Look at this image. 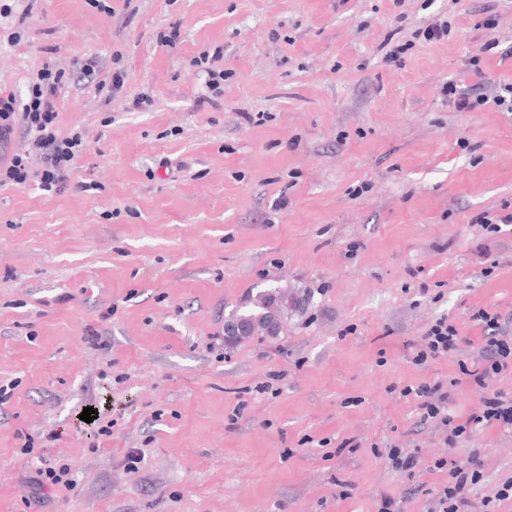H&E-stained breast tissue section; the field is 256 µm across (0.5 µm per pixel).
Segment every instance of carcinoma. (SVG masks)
Instances as JSON below:
<instances>
[{"label": "carcinoma", "instance_id": "1", "mask_svg": "<svg viewBox=\"0 0 512 512\" xmlns=\"http://www.w3.org/2000/svg\"><path fill=\"white\" fill-rule=\"evenodd\" d=\"M310 295L302 292L290 293L282 289L258 292L246 305L231 310L225 322H240L245 332L227 339L238 343L254 336L275 337L282 333L288 316L303 315L309 307Z\"/></svg>", "mask_w": 512, "mask_h": 512}]
</instances>
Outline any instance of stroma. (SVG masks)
<instances>
[{"label": "stroma", "mask_w": 512, "mask_h": 512, "mask_svg": "<svg viewBox=\"0 0 512 512\" xmlns=\"http://www.w3.org/2000/svg\"><path fill=\"white\" fill-rule=\"evenodd\" d=\"M106 2L0 0V92L62 69L58 134L85 142L61 192L0 186V512H425L434 462L473 457L484 512L512 432L448 444L401 390L478 362L473 310L512 322V224L480 223L512 212V56L482 50L512 46V0ZM204 53L225 77L202 105ZM448 82L487 104L455 111ZM274 286L307 313L228 345L225 314ZM443 317L458 355L414 364ZM47 464L76 486L38 501ZM391 466L396 470L412 474L418 465L417 455L407 448H385L384 453Z\"/></svg>", "instance_id": "stroma-1"}]
</instances>
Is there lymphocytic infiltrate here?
<instances>
[{"mask_svg": "<svg viewBox=\"0 0 512 512\" xmlns=\"http://www.w3.org/2000/svg\"><path fill=\"white\" fill-rule=\"evenodd\" d=\"M65 73L52 67L42 68L28 86L24 101L14 96L0 95V137L9 138L14 120H21L29 136L32 150L47 151V163L41 172L31 174L26 155L17 153L0 166V185L23 184L30 176H37L44 191L60 192L65 188L73 161L83 145L81 134L61 138L56 133L58 112L55 98L64 83ZM486 333L481 347V360L476 366L460 365L457 377L449 382L440 381L418 386H407L403 396L418 402L421 422L433 423L446 434L448 443H456L471 425L483 424L512 430V397L503 392L490 391L491 380L512 369V332L508 331L500 314L480 308L471 315ZM459 331L447 319H438L426 332L424 342L416 351L413 361H427L454 354L458 349ZM467 385L482 391L481 406L477 412L460 421L448 411V387ZM435 469L447 470L448 480L441 486L429 489L427 512H467L470 505L468 491L484 478L482 465L470 460L468 465L437 461Z\"/></svg>", "mask_w": 512, "mask_h": 512, "instance_id": "obj_1", "label": "lymphocytic infiltrate"}]
</instances>
